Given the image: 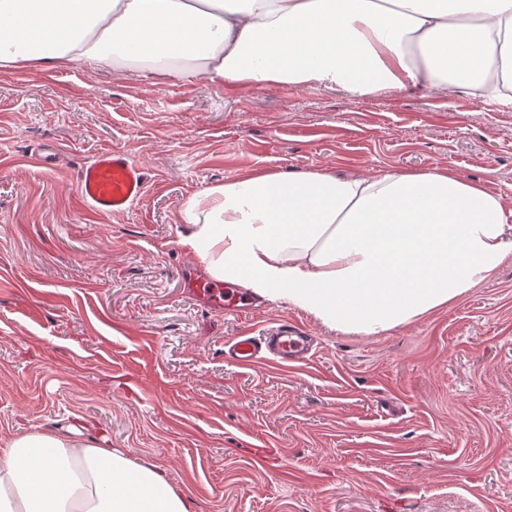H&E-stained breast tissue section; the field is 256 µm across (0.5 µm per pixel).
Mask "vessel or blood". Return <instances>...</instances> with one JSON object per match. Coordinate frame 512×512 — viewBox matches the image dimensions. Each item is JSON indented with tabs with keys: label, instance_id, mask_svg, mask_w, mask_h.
Listing matches in <instances>:
<instances>
[{
	"label": "vessel or blood",
	"instance_id": "b4317fda",
	"mask_svg": "<svg viewBox=\"0 0 512 512\" xmlns=\"http://www.w3.org/2000/svg\"><path fill=\"white\" fill-rule=\"evenodd\" d=\"M146 189L144 171L123 150L107 149L81 166L77 177V194L82 204L101 214L120 213L140 200ZM191 290L209 309L224 307V289L204 279L189 280ZM312 338L303 326L284 321L268 330L262 341L239 337L225 352L240 364L255 362L261 352H268L283 363L301 362L311 350Z\"/></svg>",
	"mask_w": 512,
	"mask_h": 512
}]
</instances>
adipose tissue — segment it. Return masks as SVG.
<instances>
[{"mask_svg": "<svg viewBox=\"0 0 512 512\" xmlns=\"http://www.w3.org/2000/svg\"><path fill=\"white\" fill-rule=\"evenodd\" d=\"M83 61L215 87L486 90L512 105V0H0V69ZM214 279L344 334L413 323L512 256L501 198L454 170L258 169L190 196ZM0 512H190L157 465L76 427L0 441Z\"/></svg>", "mask_w": 512, "mask_h": 512, "instance_id": "1", "label": "adipose tissue"}]
</instances>
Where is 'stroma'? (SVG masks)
<instances>
[{
	"instance_id": "1",
	"label": "stroma",
	"mask_w": 512,
	"mask_h": 512,
	"mask_svg": "<svg viewBox=\"0 0 512 512\" xmlns=\"http://www.w3.org/2000/svg\"><path fill=\"white\" fill-rule=\"evenodd\" d=\"M64 152L52 170L40 148ZM127 151L129 210L81 204L78 169ZM447 167L512 211V107L464 91H221L73 62L0 69V438L79 424L163 467L191 512H512V259L450 306L377 336L283 301L206 311L176 243L192 195L255 168ZM288 366L224 346L282 319ZM312 337L303 326L295 322L282 321L277 327L268 330L263 340L256 342L248 336L239 337L228 349L224 356L239 364H250L259 357L263 345L267 352L283 363H299L310 352Z\"/></svg>"
}]
</instances>
